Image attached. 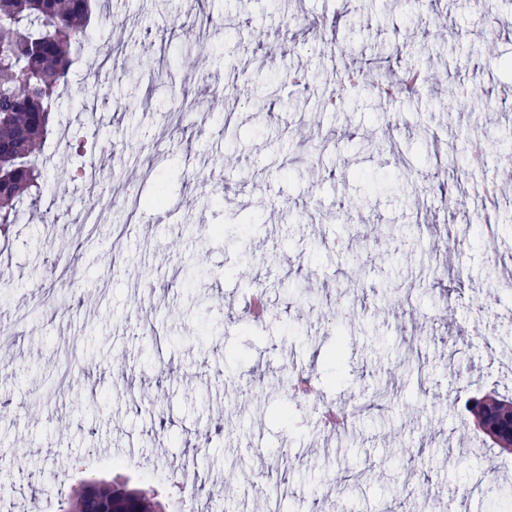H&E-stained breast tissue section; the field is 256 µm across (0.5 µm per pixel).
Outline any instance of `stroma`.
<instances>
[{"mask_svg":"<svg viewBox=\"0 0 512 512\" xmlns=\"http://www.w3.org/2000/svg\"><path fill=\"white\" fill-rule=\"evenodd\" d=\"M108 16L126 76L73 55L51 209L0 240V512H50L90 478L180 512L197 448L198 512H268L251 481L278 450L281 512H512V454L460 410L512 397V0H112ZM333 43L430 80L322 111ZM296 68L306 86L284 81ZM354 281L364 330L337 357L322 316ZM297 367L348 431L311 405L281 418Z\"/></svg>","mask_w":512,"mask_h":512,"instance_id":"35a3bbf8","label":"stroma"}]
</instances>
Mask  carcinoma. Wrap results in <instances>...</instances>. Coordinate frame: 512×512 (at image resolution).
<instances>
[{
    "instance_id": "carcinoma-1",
    "label": "carcinoma",
    "mask_w": 512,
    "mask_h": 512,
    "mask_svg": "<svg viewBox=\"0 0 512 512\" xmlns=\"http://www.w3.org/2000/svg\"><path fill=\"white\" fill-rule=\"evenodd\" d=\"M96 0H0V238H8L23 206L41 207L46 169L42 155L55 107L68 87L72 49L90 42ZM376 89L391 82L381 69L361 70L349 82ZM512 398L487 396L467 404L481 422L505 411ZM91 496L111 512H159L157 502L135 490L114 489L89 479L83 493L62 501L60 512H83Z\"/></svg>"
}]
</instances>
